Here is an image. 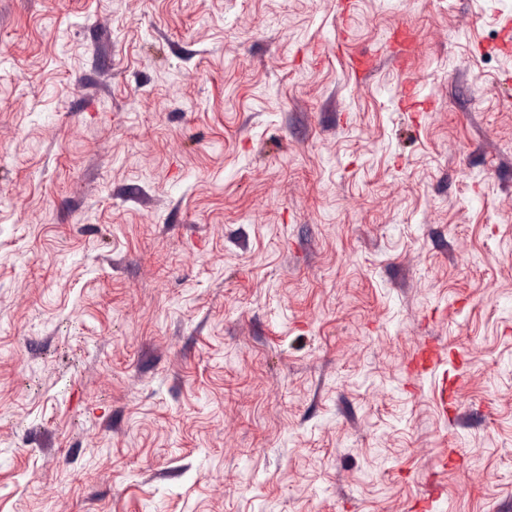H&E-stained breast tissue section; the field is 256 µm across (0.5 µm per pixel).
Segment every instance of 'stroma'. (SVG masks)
Masks as SVG:
<instances>
[{
	"mask_svg": "<svg viewBox=\"0 0 512 512\" xmlns=\"http://www.w3.org/2000/svg\"><path fill=\"white\" fill-rule=\"evenodd\" d=\"M509 18L0 0V512H512Z\"/></svg>",
	"mask_w": 512,
	"mask_h": 512,
	"instance_id": "stroma-1",
	"label": "stroma"
}]
</instances>
